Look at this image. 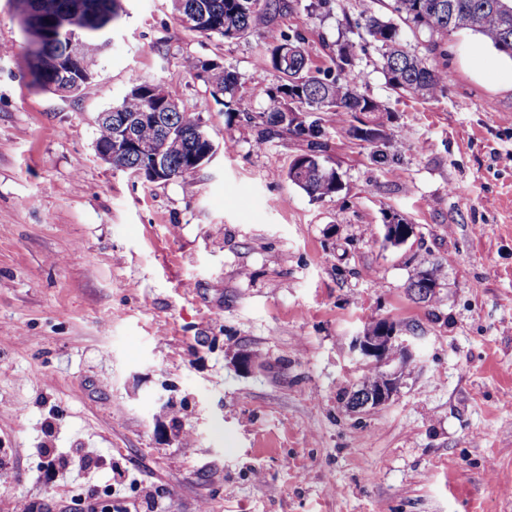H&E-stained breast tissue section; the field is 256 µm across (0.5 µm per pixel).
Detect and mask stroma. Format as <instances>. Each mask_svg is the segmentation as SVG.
<instances>
[{
    "label": "stroma",
    "instance_id": "1",
    "mask_svg": "<svg viewBox=\"0 0 512 512\" xmlns=\"http://www.w3.org/2000/svg\"><path fill=\"white\" fill-rule=\"evenodd\" d=\"M275 33L328 68L363 9L384 0H288ZM93 78L34 89L17 0H0V462L24 498L87 512L111 469L151 483L166 512H512V92L464 66L448 37L443 96L401 98L379 52L355 48L388 137L338 134L323 155L341 188L315 200L287 178L308 143L259 141L279 77L265 35L186 29L171 0H120ZM239 75L232 109L184 66ZM201 113L215 155L149 181L95 152L98 114L133 78ZM414 232L384 243L387 216ZM442 264L434 300L409 283ZM395 323L414 357L387 403L350 411L374 378L352 348ZM43 448H89L101 470L39 472Z\"/></svg>",
    "mask_w": 512,
    "mask_h": 512
}]
</instances>
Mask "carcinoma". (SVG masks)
I'll list each match as a JSON object with an SVG mask.
<instances>
[{"instance_id": "carcinoma-1", "label": "carcinoma", "mask_w": 512, "mask_h": 512, "mask_svg": "<svg viewBox=\"0 0 512 512\" xmlns=\"http://www.w3.org/2000/svg\"><path fill=\"white\" fill-rule=\"evenodd\" d=\"M22 29L28 44L26 65L31 84L38 90L58 92L55 78L63 66L68 38L63 21L69 0H21ZM94 15L93 29L101 30L107 20L117 19L120 0H88ZM288 9V0H173V10L184 27L205 35L238 39L271 27L276 14ZM392 16L385 18L372 12L361 14L357 35L373 44L381 54L382 71L389 89L399 96L432 98L448 89V54L443 45L448 35L468 29L485 36L498 51L512 57V0H391ZM429 37L427 51L438 54L432 61L409 49L403 42L402 28ZM101 41L108 31L101 30ZM347 42L338 45L333 58L336 72L323 71L311 64L300 35L274 37L266 44L270 67L278 73L280 84L267 93L266 105L260 115V136L265 140L281 131H290L310 139L313 148L299 155L292 165L305 164L299 178L287 174L294 185L314 199L330 197L341 188L338 171L320 153L323 137L319 120L306 125L295 122L298 112H333L336 125L350 137L371 146L387 138L377 113L382 105L362 92L363 72L354 68L351 48ZM96 49H88L75 68V94L93 77ZM188 70L209 88L213 98L234 96L238 87L237 73L222 64L200 65V60H184ZM163 87L155 82L135 79L116 106L112 117L98 123L96 146L111 148L120 135L123 121L132 126L135 138L162 153L169 174L163 180L195 173L198 166L188 163L191 154L201 155L209 140L201 139L202 118L198 112L180 109L177 102H168L169 93L159 96ZM144 112H155L158 121L140 124ZM112 167L139 176L142 159L139 152L127 148L112 158ZM423 288L415 294L422 300L435 298V289L442 278L438 264L422 260Z\"/></svg>"}]
</instances>
